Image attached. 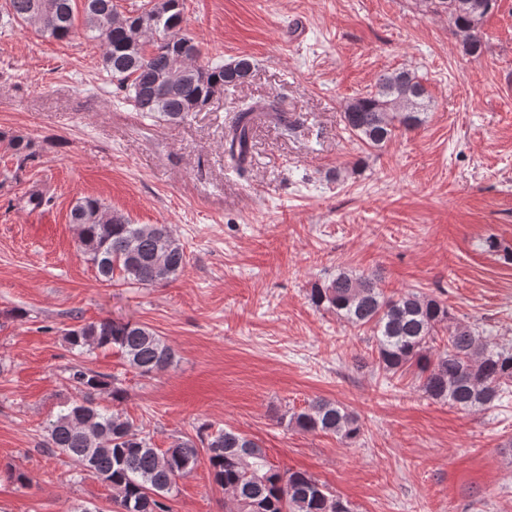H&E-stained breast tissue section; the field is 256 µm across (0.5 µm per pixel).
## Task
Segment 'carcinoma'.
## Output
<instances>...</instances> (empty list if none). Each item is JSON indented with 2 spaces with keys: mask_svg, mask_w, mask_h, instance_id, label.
Segmentation results:
<instances>
[{
  "mask_svg": "<svg viewBox=\"0 0 512 512\" xmlns=\"http://www.w3.org/2000/svg\"><path fill=\"white\" fill-rule=\"evenodd\" d=\"M499 0H420L445 14L461 39L463 51L478 57L484 49L483 25ZM75 0H5L3 14L44 35L65 40L75 29ZM182 0H155L148 8L118 9L115 0H84V30L101 42L102 65L125 92L134 110L169 122L197 112L211 96L242 84L253 70L247 56L235 67L200 64L201 50L183 29ZM430 94L412 70L380 72L373 89L344 107L346 129L370 150L383 147L396 132H410L425 122ZM287 122L274 100L251 102L238 112L224 135V153L236 168L251 158L257 121ZM21 161L38 156L33 139L0 134ZM79 250L96 267L99 280L114 274L131 284L157 287L184 272L187 257L166 224H133L107 209L97 198L78 199L70 211ZM317 307L356 328L371 332L376 365L394 375L416 370L421 390L430 398L461 410L488 408L512 388V340L491 341L478 325L455 324L441 335L450 318L447 304L415 292L388 295L375 275L341 270L311 289ZM80 352L117 348L141 374L161 372L173 364L174 352L150 328L129 321L103 319L67 332ZM81 397L60 406L45 426L44 447L55 448L82 472L112 488L116 512H169L166 496L206 450L213 482L229 494L236 512H352L347 501L301 470H281L269 462L258 441L232 429L207 426L196 438L154 448L127 419L95 402L121 389L91 369L73 371ZM306 432L332 433L354 441L362 433L358 416L347 408L316 398L293 416Z\"/></svg>",
  "mask_w": 512,
  "mask_h": 512,
  "instance_id": "carcinoma-1",
  "label": "carcinoma"
}]
</instances>
